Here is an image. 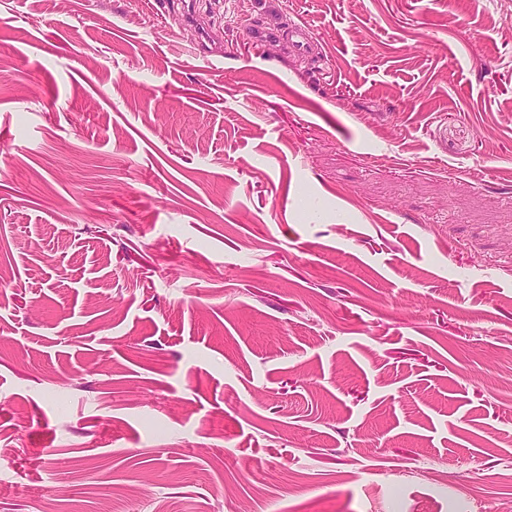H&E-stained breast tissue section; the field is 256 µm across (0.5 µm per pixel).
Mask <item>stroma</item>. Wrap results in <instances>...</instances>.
Returning <instances> with one entry per match:
<instances>
[{"label":"stroma","mask_w":512,"mask_h":512,"mask_svg":"<svg viewBox=\"0 0 512 512\" xmlns=\"http://www.w3.org/2000/svg\"><path fill=\"white\" fill-rule=\"evenodd\" d=\"M196 8L0 0V512L512 504V0Z\"/></svg>","instance_id":"1"}]
</instances>
